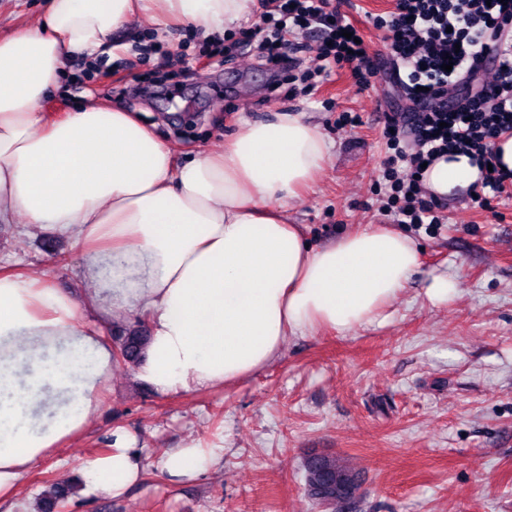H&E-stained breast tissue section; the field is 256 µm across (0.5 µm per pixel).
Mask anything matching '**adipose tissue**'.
<instances>
[{
	"label": "adipose tissue",
	"instance_id": "ef3b65f1",
	"mask_svg": "<svg viewBox=\"0 0 512 512\" xmlns=\"http://www.w3.org/2000/svg\"><path fill=\"white\" fill-rule=\"evenodd\" d=\"M253 0H50L42 19L0 36V224L24 220L80 246L82 276L110 275L105 318L147 315L137 378L160 394L220 388L272 362L288 336L344 334L382 317L420 266L406 234L378 224L310 246L288 211L322 171L328 141L302 114L246 122L216 151L176 161L135 114L94 98L66 117L41 103L67 58L113 55V33L148 15L221 27ZM482 178L469 156L426 168L423 189L447 196ZM112 372L100 332L79 326L72 300L43 279L0 273V498L22 472L80 435ZM214 447L189 440L159 465L191 481ZM143 469L130 440L89 464L90 489L121 496Z\"/></svg>",
	"mask_w": 512,
	"mask_h": 512
}]
</instances>
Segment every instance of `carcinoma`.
<instances>
[{
  "mask_svg": "<svg viewBox=\"0 0 512 512\" xmlns=\"http://www.w3.org/2000/svg\"><path fill=\"white\" fill-rule=\"evenodd\" d=\"M110 339L124 348V358L116 359L128 366H136L144 357L150 336L143 325L115 323L110 329ZM305 472V492L307 497L321 505L339 500L350 506L360 498V473L334 455L315 453L309 455L303 464ZM49 508L65 507L69 491L58 483L49 485L45 493Z\"/></svg>",
  "mask_w": 512,
  "mask_h": 512,
  "instance_id": "obj_1",
  "label": "carcinoma"
}]
</instances>
